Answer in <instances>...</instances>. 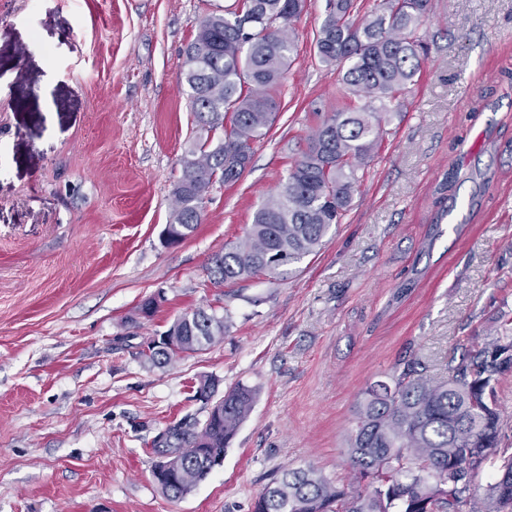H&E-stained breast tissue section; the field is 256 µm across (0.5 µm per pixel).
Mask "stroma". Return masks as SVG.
<instances>
[{
  "label": "stroma",
  "mask_w": 512,
  "mask_h": 512,
  "mask_svg": "<svg viewBox=\"0 0 512 512\" xmlns=\"http://www.w3.org/2000/svg\"><path fill=\"white\" fill-rule=\"evenodd\" d=\"M232 0H0V512H251L283 469L351 483L364 391L398 358L429 376L501 335L512 312V0H432L419 76L386 112L341 224L278 279L208 267L345 88L307 0L281 109L201 224L163 246L193 135L183 50ZM164 300L151 316L148 297ZM228 313L221 342L164 366L177 318ZM243 385L252 410L205 480L174 501L152 443Z\"/></svg>",
  "instance_id": "1"
}]
</instances>
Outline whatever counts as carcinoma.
Returning a JSON list of instances; mask_svg holds the SVG:
<instances>
[{"instance_id":"carcinoma-1","label":"carcinoma","mask_w":512,"mask_h":512,"mask_svg":"<svg viewBox=\"0 0 512 512\" xmlns=\"http://www.w3.org/2000/svg\"><path fill=\"white\" fill-rule=\"evenodd\" d=\"M304 8L305 0H234L199 21L184 50L196 131L172 185L166 245L202 222L210 188L243 175L254 144L274 123L294 51L293 23ZM354 9V0H327L316 38L320 61L343 71L345 106L311 135L246 236L211 258L215 282L283 276L322 245L351 204L360 167L384 138L382 113L419 73L428 46L415 33L431 0H378L360 21ZM227 319L204 309L186 314L148 345L146 357L168 364L209 346L224 338ZM511 370L509 336L483 342L437 381L419 359L403 357L357 405L347 447L358 489L349 492L311 467L288 468L251 512H512V455L498 450L505 419L496 397ZM253 402V391L238 385L201 427L167 428L172 459L169 475L157 481L163 494L180 499L209 475ZM487 466L495 477L479 494L472 480Z\"/></svg>"}]
</instances>
